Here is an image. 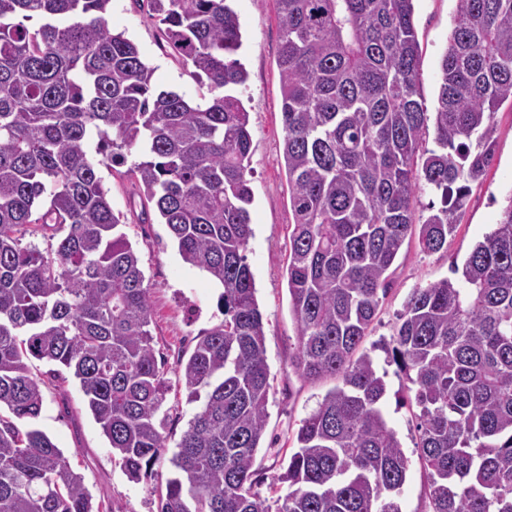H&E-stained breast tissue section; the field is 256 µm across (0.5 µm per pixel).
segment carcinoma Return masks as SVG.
Segmentation results:
<instances>
[{"instance_id": "obj_1", "label": "carcinoma", "mask_w": 512, "mask_h": 512, "mask_svg": "<svg viewBox=\"0 0 512 512\" xmlns=\"http://www.w3.org/2000/svg\"><path fill=\"white\" fill-rule=\"evenodd\" d=\"M110 2L0 0V512H94L60 448L18 426L43 406L31 358L72 374L131 479L166 447L149 285L97 172L137 145L148 160L131 169L140 201L129 207L148 223L153 204L183 260L224 288V320L174 368L201 406L158 512H401L410 458L380 407L386 374L360 347L406 238L444 248L490 165L494 114L512 103V0H460L432 111L413 0H277L294 369L337 384L301 421L273 506L254 490L270 383L246 256L239 18L229 0H146L159 48L207 84L195 103L155 90L138 46L111 30ZM430 128L436 148L422 152ZM425 186L440 206L416 224ZM38 233L56 240L49 252L23 244ZM453 273L414 289L378 348L419 409L431 512H512V195Z\"/></svg>"}]
</instances>
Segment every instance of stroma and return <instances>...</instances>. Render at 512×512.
I'll use <instances>...</instances> for the list:
<instances>
[{
    "mask_svg": "<svg viewBox=\"0 0 512 512\" xmlns=\"http://www.w3.org/2000/svg\"><path fill=\"white\" fill-rule=\"evenodd\" d=\"M239 17L243 46L237 57L249 77L238 95L250 114L252 148L247 178L253 193L250 207L253 236L246 252L253 273L256 297L266 325V357L270 372L268 418L255 468L256 490L273 500L287 487L273 484L293 452L294 435L325 393L332 379L310 381L292 366L297 323L291 310L287 284L289 235L294 214L289 201L288 177L281 158L284 128L282 89L278 66L281 30L276 0H232ZM459 0H414L413 23L419 44L418 82L427 106H434L440 86L439 64L447 46ZM109 26L135 42L154 69V84L197 101L207 89L195 81L156 45V28L146 7L134 0H112ZM497 141L493 160L482 179L469 183L455 232L448 246L437 252L421 251L417 238H407L391 268L390 285L362 347L383 361L373 343L389 339L408 295L451 275V267L463 263L473 246L497 224L505 199L512 194V105L503 104L495 115ZM132 150L126 162L100 167L102 184L114 211L122 213L123 232L138 251L145 279L150 285L152 320L149 330L158 356L167 368L189 356L202 331L223 319L221 288L205 272L186 264L171 239L167 225L140 223L129 201L136 191L131 164L142 161ZM34 376L43 379L44 402L36 421L62 450L84 482L100 512H157L158 488L172 472L170 459L176 444L197 411L185 388L171 384L163 409L168 416L167 448L151 476L131 480L100 425L87 408L74 379L52 380L49 364L29 363ZM388 384L385 417L396 432L413 464L402 489V512H430L425 481L417 464L415 412L408 401L407 383L395 366L386 368Z\"/></svg>",
    "mask_w": 512,
    "mask_h": 512,
    "instance_id": "1",
    "label": "stroma"
}]
</instances>
